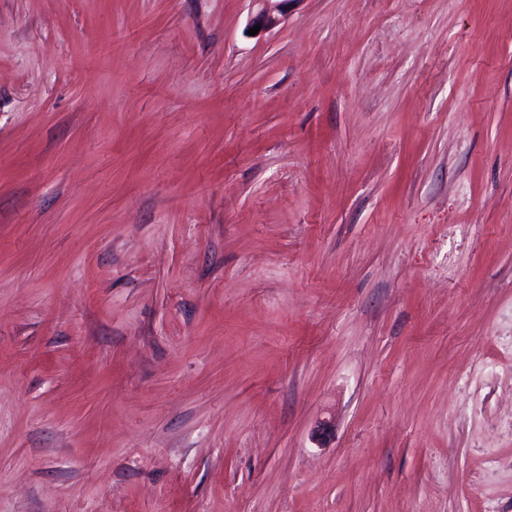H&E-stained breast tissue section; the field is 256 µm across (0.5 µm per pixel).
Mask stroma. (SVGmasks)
Segmentation results:
<instances>
[{"mask_svg":"<svg viewBox=\"0 0 512 512\" xmlns=\"http://www.w3.org/2000/svg\"><path fill=\"white\" fill-rule=\"evenodd\" d=\"M0 0V512H512V0ZM260 5L256 14L250 20V27L261 25L260 33L277 27L285 17L284 6L291 0H254Z\"/></svg>","mask_w":512,"mask_h":512,"instance_id":"stroma-1","label":"stroma"}]
</instances>
